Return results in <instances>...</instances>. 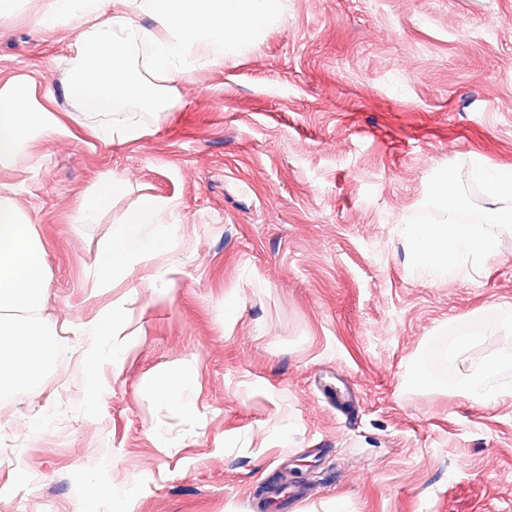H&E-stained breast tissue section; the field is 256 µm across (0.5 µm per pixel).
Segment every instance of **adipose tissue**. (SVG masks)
I'll return each mask as SVG.
<instances>
[{
  "instance_id": "1",
  "label": "adipose tissue",
  "mask_w": 512,
  "mask_h": 512,
  "mask_svg": "<svg viewBox=\"0 0 512 512\" xmlns=\"http://www.w3.org/2000/svg\"><path fill=\"white\" fill-rule=\"evenodd\" d=\"M45 0L40 25L67 20L74 32L68 60L69 94L94 123L76 129L55 108L54 93L31 73L0 76V172L28 159L36 142L58 138L135 142L148 130L144 112L174 106L168 81L213 60L242 56L283 12V0ZM490 200L482 225L460 224L447 190L433 206L439 224H417L409 241L423 272L447 276L463 260L490 255L494 240L483 224L512 223V166L486 171ZM173 199L146 195L122 218L102 248L98 268L104 277L134 262L149 260L168 232L162 217L175 211ZM49 277L44 246L31 217L0 182V397L36 385L54 358L41 312Z\"/></svg>"
}]
</instances>
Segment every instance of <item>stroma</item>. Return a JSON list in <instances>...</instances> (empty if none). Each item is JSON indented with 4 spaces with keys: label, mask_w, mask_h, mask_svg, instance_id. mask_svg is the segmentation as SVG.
Segmentation results:
<instances>
[{
    "label": "stroma",
    "mask_w": 512,
    "mask_h": 512,
    "mask_svg": "<svg viewBox=\"0 0 512 512\" xmlns=\"http://www.w3.org/2000/svg\"><path fill=\"white\" fill-rule=\"evenodd\" d=\"M42 3L0 14V74L44 77L86 122L71 28L37 27ZM173 93L139 141L41 142L0 177L45 245L55 345L38 386L0 399V512H261L282 474L307 491L292 512H512V400L456 391L512 355V224L440 279L407 237L441 223L440 181L480 213L477 163L512 162V0H284L254 51ZM106 173L125 190L70 223ZM144 194L178 201L168 234L101 284ZM105 313L111 335L78 334ZM462 330L481 338L437 375ZM184 373V405L146 390Z\"/></svg>",
    "instance_id": "1"
}]
</instances>
